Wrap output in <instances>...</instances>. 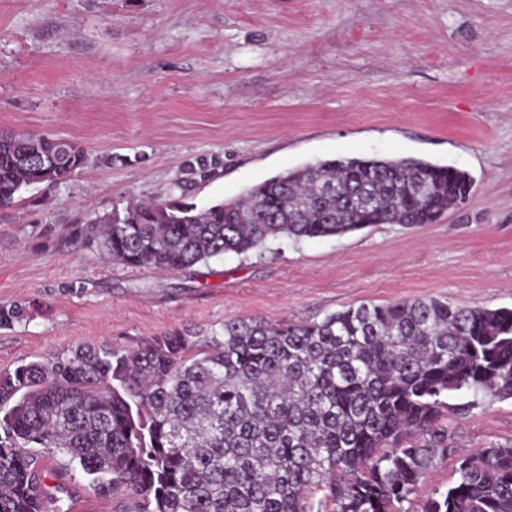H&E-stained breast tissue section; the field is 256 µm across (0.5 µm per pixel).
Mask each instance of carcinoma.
I'll return each mask as SVG.
<instances>
[{
    "label": "carcinoma",
    "instance_id": "cac0c4a2",
    "mask_svg": "<svg viewBox=\"0 0 512 512\" xmlns=\"http://www.w3.org/2000/svg\"><path fill=\"white\" fill-rule=\"evenodd\" d=\"M85 163L75 143L1 135L0 206ZM471 188L467 171L422 158L337 157L200 210L133 202L72 236L127 267L179 272L280 239L434 224ZM25 316L1 306L0 327ZM508 399L512 309L434 298L228 319L199 344L177 329L132 350L81 344L0 371V512H54L34 493L39 448L138 512H512V443L459 458L454 483L417 499L448 457V414Z\"/></svg>",
    "mask_w": 512,
    "mask_h": 512
}]
</instances>
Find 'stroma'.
<instances>
[{
  "instance_id": "stroma-1",
  "label": "stroma",
  "mask_w": 512,
  "mask_h": 512,
  "mask_svg": "<svg viewBox=\"0 0 512 512\" xmlns=\"http://www.w3.org/2000/svg\"><path fill=\"white\" fill-rule=\"evenodd\" d=\"M46 134L89 161L0 206V370L87 343L133 349L231 318L319 320L436 298L512 308V0H0V133ZM466 170L434 224L283 241L182 272L130 268L75 225L133 201H232L340 156ZM207 179L189 175L197 163ZM454 457L512 442V400L449 415ZM57 512H117L45 455Z\"/></svg>"
}]
</instances>
